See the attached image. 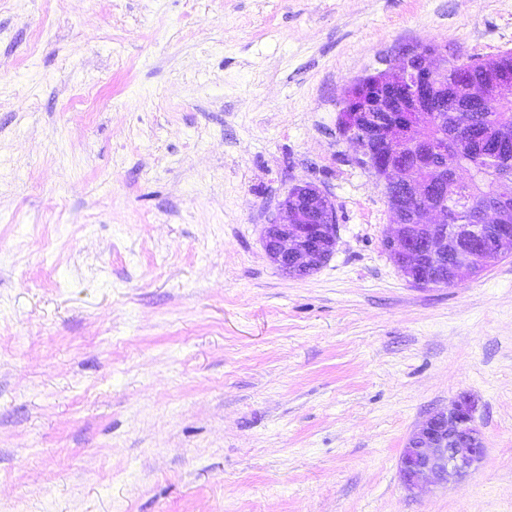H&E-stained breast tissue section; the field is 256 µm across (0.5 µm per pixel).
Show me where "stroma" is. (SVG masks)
I'll return each mask as SVG.
<instances>
[{
	"label": "stroma",
	"mask_w": 512,
	"mask_h": 512,
	"mask_svg": "<svg viewBox=\"0 0 512 512\" xmlns=\"http://www.w3.org/2000/svg\"><path fill=\"white\" fill-rule=\"evenodd\" d=\"M418 42L512 51V0H0V512H512V257L411 286L337 126ZM303 182L337 243L290 277ZM463 394L483 460L408 492ZM337 223L335 204L322 189L309 182L297 184L264 226L263 246L284 274H306L324 261L326 242L335 250Z\"/></svg>",
	"instance_id": "stroma-1"
}]
</instances>
